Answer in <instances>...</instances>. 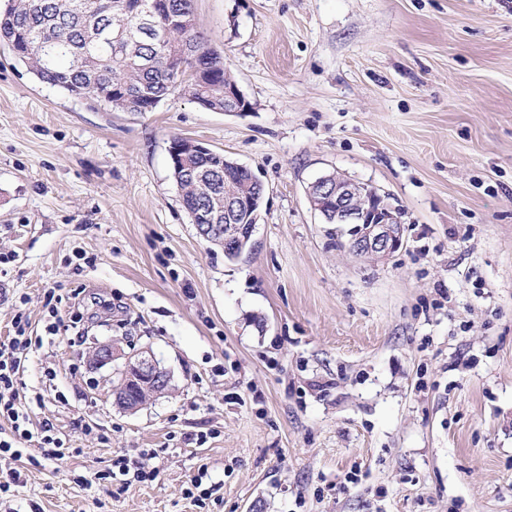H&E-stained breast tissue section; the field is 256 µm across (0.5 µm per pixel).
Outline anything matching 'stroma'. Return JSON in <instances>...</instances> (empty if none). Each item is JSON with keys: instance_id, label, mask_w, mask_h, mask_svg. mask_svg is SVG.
Instances as JSON below:
<instances>
[{"instance_id": "obj_1", "label": "stroma", "mask_w": 512, "mask_h": 512, "mask_svg": "<svg viewBox=\"0 0 512 512\" xmlns=\"http://www.w3.org/2000/svg\"><path fill=\"white\" fill-rule=\"evenodd\" d=\"M194 4L248 112L114 111L0 46V340L42 336L18 392L69 448L0 461L11 508L512 512V0ZM175 136L264 182L241 260L183 208ZM329 172L400 209L392 258L312 210ZM111 338L171 374L134 413L86 362Z\"/></svg>"}]
</instances>
